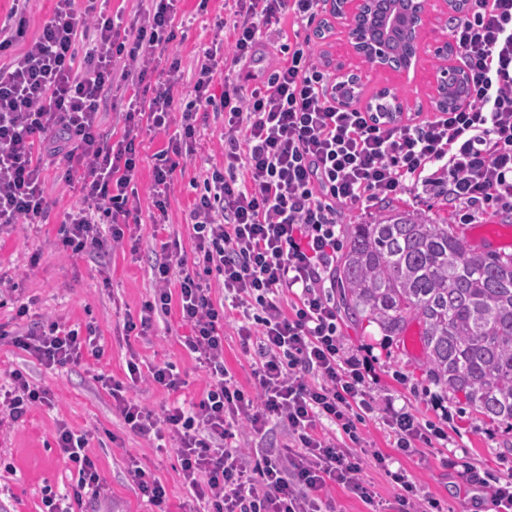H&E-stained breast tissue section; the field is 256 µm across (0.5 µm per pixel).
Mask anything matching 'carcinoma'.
I'll return each instance as SVG.
<instances>
[{"instance_id":"cac0c4a2","label":"carcinoma","mask_w":512,"mask_h":512,"mask_svg":"<svg viewBox=\"0 0 512 512\" xmlns=\"http://www.w3.org/2000/svg\"><path fill=\"white\" fill-rule=\"evenodd\" d=\"M398 23L382 28L405 59V0H380ZM345 310L401 336L421 326L428 379L491 423L512 426V254L471 247L454 224L397 207L356 224L336 269Z\"/></svg>"}]
</instances>
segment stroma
<instances>
[{
	"instance_id": "stroma-1",
	"label": "stroma",
	"mask_w": 512,
	"mask_h": 512,
	"mask_svg": "<svg viewBox=\"0 0 512 512\" xmlns=\"http://www.w3.org/2000/svg\"><path fill=\"white\" fill-rule=\"evenodd\" d=\"M199 0H182L179 26L173 50L181 62L183 79L174 90L176 100L188 99L194 76L205 59L202 49L212 39L216 25L229 18L224 0H209L206 12H199ZM442 64L432 52L421 55L408 78L394 73L371 75L360 97L369 100L384 86L396 88L412 109L409 119L419 121L433 112L432 86ZM201 137L193 160L188 161L169 193L168 226L155 231L148 188L156 152L164 149L161 134L141 132L142 160L136 177L140 197L141 226L122 247L105 255L89 253L69 257L58 252L60 222L65 212L81 207L80 167L69 166L56 155L54 137L36 145L42 161L44 194L49 202L45 217L36 224H16L0 229V272L10 280L11 289L0 294V323L31 327L45 319H58L71 326L94 325L104 354L84 356L80 364L64 369L48 368L8 342L0 343V383L7 373L20 369L31 383L49 389L53 407L32 408L17 423L0 425V512H42L45 492L68 493L71 473L57 442L59 424H67L89 435V450L106 482L105 498L112 512H149L128 468L138 462L144 470L165 484L169 512H203L180 478V459L174 440L158 447L156 440L135 434L112 407V398L100 379H124L126 363L137 358L142 370L165 363L175 366L183 385L175 392L142 383L131 394L153 413L174 404L199 401L208 376L183 345L189 335L178 312L160 319L147 336L126 331L127 320L138 319L145 302L152 300L155 283L150 266L159 252V240L179 238L191 248V229L186 217L206 169L224 164L223 113L208 112L200 121ZM394 205L425 213L433 221L458 224L461 236L470 227L459 224L446 199L426 188H413L394 198ZM108 275H101V268ZM29 314L18 317L20 304ZM337 324L345 352L369 356L375 372L368 384L377 402L394 398L396 406L407 407L427 430L439 432L433 447L413 456L400 454L393 439L375 414H368L360 426L372 448L393 455L415 482L421 495L446 504L447 512H494L492 490L498 482L512 478V428L482 419L466 405L444 400L449 417H442L431 400L441 390L426 376L422 350L410 349L394 337L382 335L378 327L352 320L338 309ZM479 475V483L462 480L463 467Z\"/></svg>"
}]
</instances>
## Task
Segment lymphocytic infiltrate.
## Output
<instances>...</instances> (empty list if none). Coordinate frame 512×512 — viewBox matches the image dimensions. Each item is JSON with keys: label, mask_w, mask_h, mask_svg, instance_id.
<instances>
[{"label": "lymphocytic infiltrate", "mask_w": 512, "mask_h": 512, "mask_svg": "<svg viewBox=\"0 0 512 512\" xmlns=\"http://www.w3.org/2000/svg\"><path fill=\"white\" fill-rule=\"evenodd\" d=\"M27 2L13 0L8 21L0 24V56L25 45L13 63L0 66V228L46 214L42 166L33 151L37 138L51 134L67 160L84 169L82 205L64 214L58 249L80 256L120 244L139 221L138 201L128 189L144 124L169 136L155 155L149 187L152 222L164 229L180 162L196 151L198 114L224 115V165L208 170L188 213L192 249L184 251L176 238L161 242L151 267L153 299L139 322L126 324L145 333L178 309L191 328L184 346L211 383L198 403L158 415L131 389L148 381L175 391L182 380L173 365L145 374L132 359L125 380L104 381L113 409L134 433L171 435L181 478L206 512H322L320 494L332 486L374 504L355 450L361 442L355 412L379 413L404 455L431 438L393 400L377 404L365 390L369 360L341 350L329 288L336 279L340 216L412 185L438 188L470 224L487 208L512 210V0H474L472 12L449 28L473 77L465 103L399 124L337 105L336 84L313 60L307 34L325 0H232V37L214 36L204 51L209 63L181 109L173 94L182 80L179 61L160 74L154 66L176 38L181 0H151L127 28L99 12L97 0H56L53 16L32 39ZM285 15L287 31L280 26ZM270 35L280 40L282 58L263 87L247 89L241 73ZM152 73V95L141 99L138 88ZM219 80L224 90L218 94ZM117 84L132 93L124 134L110 145L99 133L100 113ZM174 123L175 133L169 130ZM213 274L224 280L220 305L211 296ZM228 322L259 357L253 391L244 390L224 363ZM3 339L48 367L76 365L101 352L94 334L56 320L12 332L0 327ZM9 381L0 389V412L12 422L33 407L53 405V393L31 385L22 370H11ZM326 422L348 445L324 433ZM277 427L287 432V443L260 458L247 459L234 444L242 430L264 436ZM56 440L74 468L72 503L49 496L44 504L48 512H74L85 497L100 496L103 479L85 433L62 424ZM372 459L397 491V512H443L439 500L419 498L403 470H392L389 454L376 450Z\"/></svg>", "instance_id": "obj_1"}]
</instances>
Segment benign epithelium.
Here are the masks:
<instances>
[{
  "label": "benign epithelium",
  "mask_w": 512,
  "mask_h": 512,
  "mask_svg": "<svg viewBox=\"0 0 512 512\" xmlns=\"http://www.w3.org/2000/svg\"><path fill=\"white\" fill-rule=\"evenodd\" d=\"M439 7L441 13L448 16L459 17L465 12L466 0H412L413 16L411 19L410 36L414 48L412 60L399 64L392 59L387 41L372 39L364 34V30L373 21L374 4L372 0H331L327 29L332 30L341 26L346 32V57L366 64V69L354 67L349 63L340 62L343 68L342 81L336 87V97L343 104H357L359 99L348 97L345 94V84L353 77L358 84L371 72H394L403 75L409 72L412 63L417 61L420 52L423 33L433 7ZM435 54L442 60L433 87L432 98H437L442 86L470 77L466 66L457 56L455 49L448 42L438 44Z\"/></svg>",
  "instance_id": "obj_1"
}]
</instances>
